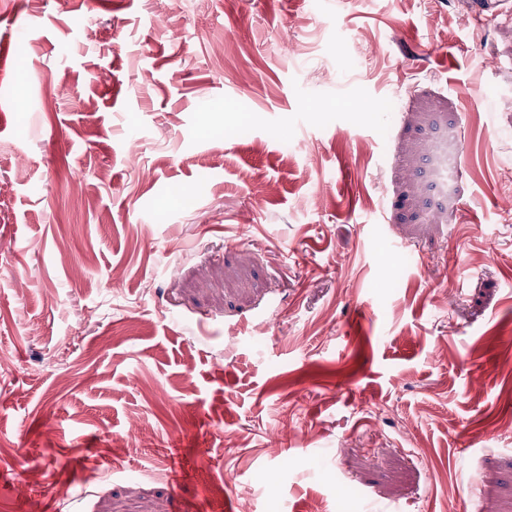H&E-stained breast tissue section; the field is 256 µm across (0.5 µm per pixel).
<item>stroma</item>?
Instances as JSON below:
<instances>
[{"label": "stroma", "instance_id": "35a3bbf8", "mask_svg": "<svg viewBox=\"0 0 512 512\" xmlns=\"http://www.w3.org/2000/svg\"><path fill=\"white\" fill-rule=\"evenodd\" d=\"M1 39L0 512H512V20L0 0Z\"/></svg>", "mask_w": 512, "mask_h": 512}]
</instances>
